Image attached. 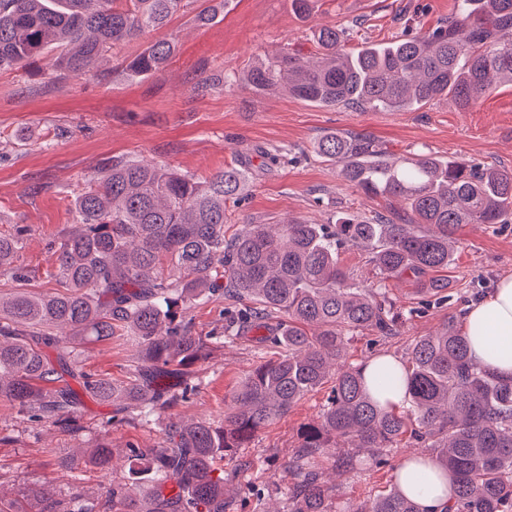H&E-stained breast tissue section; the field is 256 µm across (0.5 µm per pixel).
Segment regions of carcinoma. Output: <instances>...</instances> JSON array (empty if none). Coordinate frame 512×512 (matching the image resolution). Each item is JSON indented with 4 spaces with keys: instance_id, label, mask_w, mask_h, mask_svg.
Instances as JSON below:
<instances>
[{
    "instance_id": "obj_1",
    "label": "carcinoma",
    "mask_w": 512,
    "mask_h": 512,
    "mask_svg": "<svg viewBox=\"0 0 512 512\" xmlns=\"http://www.w3.org/2000/svg\"><path fill=\"white\" fill-rule=\"evenodd\" d=\"M193 0H0V70L32 67L49 49L52 71L82 77L112 48L162 29ZM229 0L198 9L206 27ZM319 56L283 48L243 77L254 90L284 89L320 107L338 105L407 111L449 96L461 111L503 82L512 83V0H459L448 21L380 47L348 51L345 30L314 32ZM174 34L151 41L125 61L122 75L161 71L175 55ZM316 151L336 164L346 185L368 196L399 198L395 219L341 217L334 224H243L224 234V206L247 184L245 170L227 167L200 180L165 165L114 160L99 168L74 200L76 222L55 245L61 293L25 287L15 265L25 226L0 235V275L18 282L0 294V401L39 425L84 431L79 392L116 407L120 421L149 422L186 402L197 383L191 368L226 343L252 337L260 362L233 396L224 425L172 422L158 448L128 445L126 482L104 502L76 494L60 500L46 486L28 494L41 512H224V469L217 463L282 417L308 393L332 383L317 419L304 425L284 465L285 505L258 512H420L397 484L359 503L338 502L336 485L309 469L327 448H359L387 463L407 437L433 450L448 470L453 502L444 512H512V378L474 364L470 340L455 316L416 338L407 361L387 371L347 365L350 337L393 336L405 315L386 283L409 280L419 305L452 297L448 270L465 224L492 227L512 219V172L427 153L395 157L365 134L322 136ZM364 251L376 280L354 281L341 264L348 248ZM227 301L224 331L198 335L187 310L212 298ZM132 336L138 365L129 380L84 370L75 345ZM52 347L50 357L44 348ZM78 382L74 390L68 379ZM390 386L404 393L382 404ZM90 461L113 466L111 441ZM335 470H357L340 454Z\"/></svg>"
}]
</instances>
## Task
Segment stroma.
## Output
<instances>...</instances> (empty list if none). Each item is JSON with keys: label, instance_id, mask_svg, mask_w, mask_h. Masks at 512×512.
Segmentation results:
<instances>
[{"label": "stroma", "instance_id": "obj_1", "mask_svg": "<svg viewBox=\"0 0 512 512\" xmlns=\"http://www.w3.org/2000/svg\"><path fill=\"white\" fill-rule=\"evenodd\" d=\"M456 7V0H317L312 18L305 20L289 0H231L212 25L197 26L189 11L168 29L150 32L153 40L170 32L178 36L175 56L152 76L128 79L118 73L122 62L141 50L138 40L116 47L87 76L47 68L37 74L0 71V233L27 226L19 263L29 272V288L57 289L50 245L73 224L74 198L99 167L115 159L149 160L199 178L245 166L251 173L248 186L240 200L226 204L229 227L288 218L325 224L346 215L390 214L396 201L349 188L338 179L335 164L315 153V142L330 132L371 135L395 156L426 151L512 170L510 84L482 95L464 112L447 97L393 112L322 108L284 91L258 92L240 81L251 66L282 47L316 51V27L347 28V46L356 49L388 43L408 26L433 29ZM457 236L462 247L448 271L456 302L412 315L397 336L353 337L347 347L350 362L380 353L403 359L415 337L436 330L449 314L465 312L475 294H487L502 276L512 275V223L468 224ZM77 353L85 370L123 382L137 351L129 337L116 336L78 346ZM259 361L253 343L244 339L215 348L195 368L199 387L191 399L157 414L147 426L111 423L112 405L86 395L80 406L84 430L75 436L31 423L18 408L0 401V499L20 502L29 512L31 505L22 496L36 484L61 498L76 493L90 500L104 497L112 483L126 478L128 444L157 447L178 419L204 417L222 425L235 391ZM327 395L324 388L308 394L225 458L224 476L231 482L226 512H255L256 490L278 482L300 443L301 427L316 417ZM104 438L117 459L108 471L83 457ZM405 454L402 448L392 451L387 465L367 461L348 476L335 473L328 453L316 455L311 465L336 484L340 501L355 504L389 489L393 467ZM60 457L75 463L58 467Z\"/></svg>", "mask_w": 512, "mask_h": 512}]
</instances>
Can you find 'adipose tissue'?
<instances>
[{
  "label": "adipose tissue",
  "mask_w": 512,
  "mask_h": 512,
  "mask_svg": "<svg viewBox=\"0 0 512 512\" xmlns=\"http://www.w3.org/2000/svg\"><path fill=\"white\" fill-rule=\"evenodd\" d=\"M470 337L472 361L503 377L512 376V276L500 279L490 294L472 306L464 317ZM429 476L426 491H419L409 477L410 468L401 467L397 478L407 493L416 494L423 512H444L452 499L450 480L444 467L433 457L423 455L412 468Z\"/></svg>",
  "instance_id": "ef3b65f1"
}]
</instances>
